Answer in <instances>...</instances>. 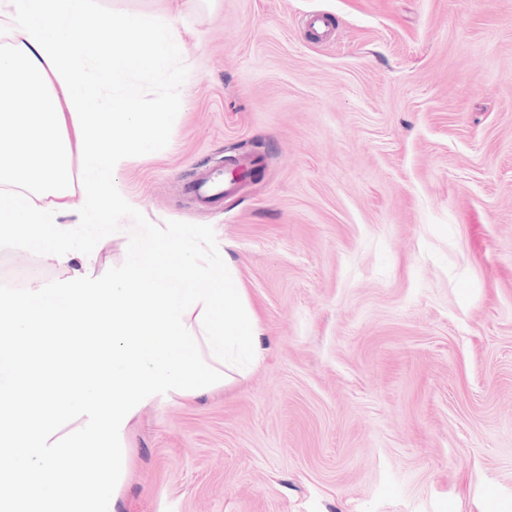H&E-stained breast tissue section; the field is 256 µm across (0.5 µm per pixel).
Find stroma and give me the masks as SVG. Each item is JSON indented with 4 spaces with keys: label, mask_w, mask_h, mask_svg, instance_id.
<instances>
[{
    "label": "stroma",
    "mask_w": 512,
    "mask_h": 512,
    "mask_svg": "<svg viewBox=\"0 0 512 512\" xmlns=\"http://www.w3.org/2000/svg\"><path fill=\"white\" fill-rule=\"evenodd\" d=\"M101 2L168 17L188 69L120 184L213 227L263 331L244 379L142 409L120 512H512V0ZM68 275L0 249V283ZM186 190L196 200L206 203L224 193V177L214 170H201L195 179L186 184Z\"/></svg>",
    "instance_id": "35a3bbf8"
}]
</instances>
